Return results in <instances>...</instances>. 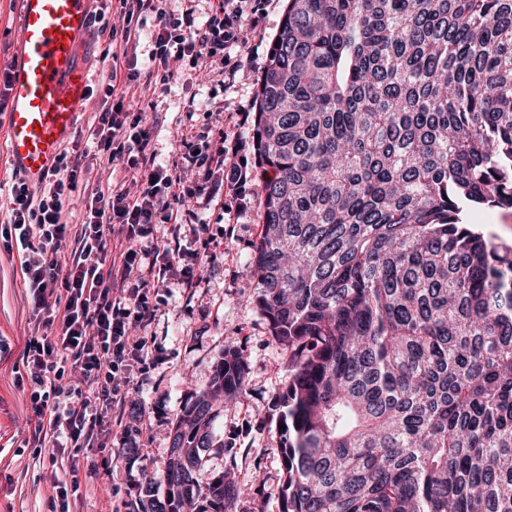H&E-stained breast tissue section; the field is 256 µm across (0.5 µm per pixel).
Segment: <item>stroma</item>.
Instances as JSON below:
<instances>
[{
	"label": "stroma",
	"instance_id": "obj_1",
	"mask_svg": "<svg viewBox=\"0 0 512 512\" xmlns=\"http://www.w3.org/2000/svg\"><path fill=\"white\" fill-rule=\"evenodd\" d=\"M287 0H266L254 26L225 55L199 69L183 67L165 93H136L130 105L153 131L160 163L183 165L186 144L199 149L220 145L222 137L245 144L255 164L253 124L238 115L256 112L267 50L277 36ZM263 180L245 187L224 183L213 197L192 200L195 220H206L212 260L194 268L195 287L171 276L152 288L157 310L143 330L148 355L130 374V401L124 419L140 426L136 448L110 436L104 448L87 449L97 469L87 482L84 512H141L139 493L150 484L163 489L170 432L177 416L205 390L225 346H235L247 361V390L229 410L220 411L209 449L197 471L207 486L225 470L252 488L234 512H280L284 473L281 465L278 397L289 379L288 350L274 340L257 309V276L251 265L262 227ZM0 238V336L20 345L29 326V304L18 262L9 260ZM29 398L15 383L11 361L0 362V512H51L50 470L16 455L29 435Z\"/></svg>",
	"mask_w": 512,
	"mask_h": 512
}]
</instances>
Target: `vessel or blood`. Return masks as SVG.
<instances>
[{"label": "vessel or blood", "instance_id": "obj_1", "mask_svg": "<svg viewBox=\"0 0 512 512\" xmlns=\"http://www.w3.org/2000/svg\"><path fill=\"white\" fill-rule=\"evenodd\" d=\"M89 25V0H21L6 140L12 171L28 186L44 183L89 104L90 77L76 61Z\"/></svg>", "mask_w": 512, "mask_h": 512}]
</instances>
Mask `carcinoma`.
<instances>
[{
  "label": "carcinoma",
  "mask_w": 512,
  "mask_h": 512,
  "mask_svg": "<svg viewBox=\"0 0 512 512\" xmlns=\"http://www.w3.org/2000/svg\"><path fill=\"white\" fill-rule=\"evenodd\" d=\"M253 138L256 304L288 348L282 512H512V0H288ZM229 349L171 429L151 512H233L200 488ZM469 219L484 224L483 229L498 239L512 244V211H491L473 214Z\"/></svg>",
  "instance_id": "obj_1"
}]
</instances>
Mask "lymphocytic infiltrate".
<instances>
[{
  "label": "lymphocytic infiltrate",
  "instance_id": "obj_1",
  "mask_svg": "<svg viewBox=\"0 0 512 512\" xmlns=\"http://www.w3.org/2000/svg\"><path fill=\"white\" fill-rule=\"evenodd\" d=\"M264 0H220L198 22L176 16L154 0H103L91 16L104 48L102 103L86 125L94 155L64 149L45 183L29 189L13 180L8 192L6 242L15 244L31 305L22 353L33 420L31 458L78 472L80 454L106 445L113 407L128 392L127 379L147 349L132 326L153 318L147 272L165 277L185 254L181 246L143 248L158 216L182 223L192 199L214 193L211 181L238 141L208 153H186L198 172L158 163L151 131L127 104L141 89L165 92L183 63L223 53L237 44L245 24L255 23ZM93 164H86V157ZM121 163L130 187L88 181L91 167ZM80 203V221L70 205Z\"/></svg>",
  "mask_w": 512,
  "mask_h": 512
}]
</instances>
